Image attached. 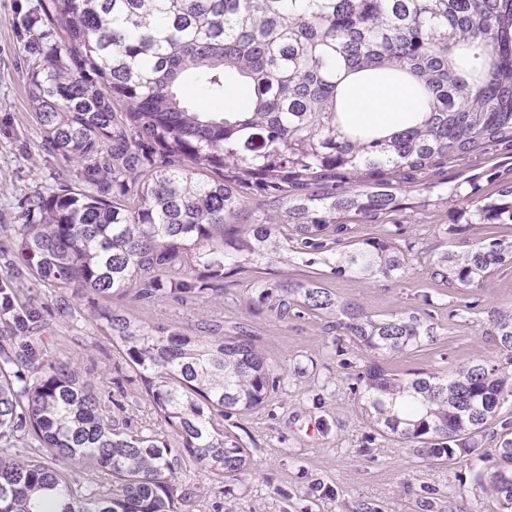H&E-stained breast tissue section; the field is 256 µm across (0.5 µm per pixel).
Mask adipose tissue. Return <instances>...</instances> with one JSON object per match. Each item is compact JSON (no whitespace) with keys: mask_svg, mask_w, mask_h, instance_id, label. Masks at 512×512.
<instances>
[{"mask_svg":"<svg viewBox=\"0 0 512 512\" xmlns=\"http://www.w3.org/2000/svg\"><path fill=\"white\" fill-rule=\"evenodd\" d=\"M351 119L358 124L383 125L401 129L413 106L410 92L403 87L376 80L371 84H354L349 89Z\"/></svg>","mask_w":512,"mask_h":512,"instance_id":"ef3b65f1","label":"adipose tissue"}]
</instances>
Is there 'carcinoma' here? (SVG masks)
<instances>
[{"instance_id": "cac0c4a2", "label": "carcinoma", "mask_w": 512, "mask_h": 512, "mask_svg": "<svg viewBox=\"0 0 512 512\" xmlns=\"http://www.w3.org/2000/svg\"><path fill=\"white\" fill-rule=\"evenodd\" d=\"M42 14L65 36L40 52L28 96L47 146L79 172L13 226V264L76 289L169 431L130 430L75 359L19 354L0 336V512H179L195 498L181 476L247 469L221 420L261 407L280 378L246 323L156 330L112 298L201 300L221 291L225 268L291 252L321 256L333 275L405 277L420 253L399 231L350 240L341 220L393 211L407 172L488 143L512 149V0H46ZM379 74L419 101L411 126L387 135L343 120L346 81ZM231 75L251 97L244 110L211 112L181 93L191 78L222 96ZM156 153L162 164L144 168ZM249 192L268 209L246 213ZM446 204L468 224H512V184L494 199L458 186ZM428 261L441 285L480 290L512 265V240ZM246 305L284 323L314 316L371 353L360 379L373 426L427 461L476 455V483L512 512V423L498 421L512 398V307L488 311L499 361L409 377L377 357L433 341L414 313L380 318L315 278L258 280ZM497 424L495 447L479 452L475 436Z\"/></svg>"}]
</instances>
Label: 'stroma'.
Returning a JSON list of instances; mask_svg holds the SVG:
<instances>
[{
    "label": "stroma",
    "mask_w": 512,
    "mask_h": 512,
    "mask_svg": "<svg viewBox=\"0 0 512 512\" xmlns=\"http://www.w3.org/2000/svg\"><path fill=\"white\" fill-rule=\"evenodd\" d=\"M41 0H0V288L23 292L25 324L16 328L23 344L42 352L50 337H65L82 373L97 383L110 372L113 402L126 407L134 426L157 421L144 407L139 379L105 340H94L85 301L63 304L60 294L19 277L10 266V229L23 223L37 197L58 180H72L76 163L52 152L34 118L28 82L38 47L58 40L56 23H35ZM476 178L478 194L496 196L512 181V150L490 146L399 187L400 207L384 224L351 221L354 236L364 238L383 227L401 225V243L431 251L457 216L444 204L450 188ZM322 275L337 297L366 312L388 316L413 312L437 328L433 342L383 364L400 373L424 370L450 375L500 353L486 315L493 307L512 306V267L500 270L482 290L459 294L433 281L426 264L415 263L406 278L362 279L326 273L322 263L304 259L269 266L273 281ZM254 272L229 274L223 294L205 301L166 299L155 304L121 300L122 308L156 326L188 328L212 318L233 326L248 320L260 349L276 360L280 381L267 402L225 419L224 429L248 446L249 471L215 481L207 474L183 476L196 495L189 512H498L474 480L471 457L440 465L417 458L405 443L382 438L362 408L360 373L368 355L345 336L327 333L322 321L296 317L282 323L265 314L247 313L244 290Z\"/></svg>",
    "instance_id": "1"
}]
</instances>
